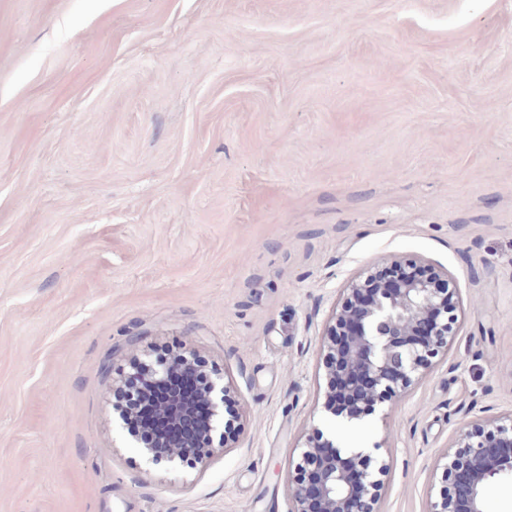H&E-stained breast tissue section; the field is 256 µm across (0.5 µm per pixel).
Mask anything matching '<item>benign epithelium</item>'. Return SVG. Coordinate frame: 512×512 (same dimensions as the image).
<instances>
[{
  "label": "benign epithelium",
  "mask_w": 512,
  "mask_h": 512,
  "mask_svg": "<svg viewBox=\"0 0 512 512\" xmlns=\"http://www.w3.org/2000/svg\"><path fill=\"white\" fill-rule=\"evenodd\" d=\"M448 283V272L417 260H393L347 280L343 301L333 308L325 326L326 413L352 424L408 395L430 358L448 349L453 340L448 308L456 306L458 297ZM196 359V353L184 347L166 364L145 365L148 385L182 375L192 389L189 401L145 396L159 445L140 440L137 444L155 465L174 467L188 456L204 465L215 454L236 447V436L218 432L227 394L224 377L209 376L198 386ZM196 404L206 415L205 444L186 430ZM379 448L378 443L369 450L344 448L334 439H308L286 475L291 512H375L386 473L383 464L371 467L372 450ZM437 468L448 487L429 496L427 512H488V483L512 477V412L460 428L438 458Z\"/></svg>",
  "instance_id": "7a95c632"
}]
</instances>
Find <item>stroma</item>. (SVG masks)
Listing matches in <instances>:
<instances>
[{"label": "stroma", "mask_w": 512, "mask_h": 512, "mask_svg": "<svg viewBox=\"0 0 512 512\" xmlns=\"http://www.w3.org/2000/svg\"><path fill=\"white\" fill-rule=\"evenodd\" d=\"M393 259L454 342L344 442L426 512L512 410V0H0V512H290L330 310ZM185 346L238 443L172 471L113 394Z\"/></svg>", "instance_id": "obj_1"}]
</instances>
